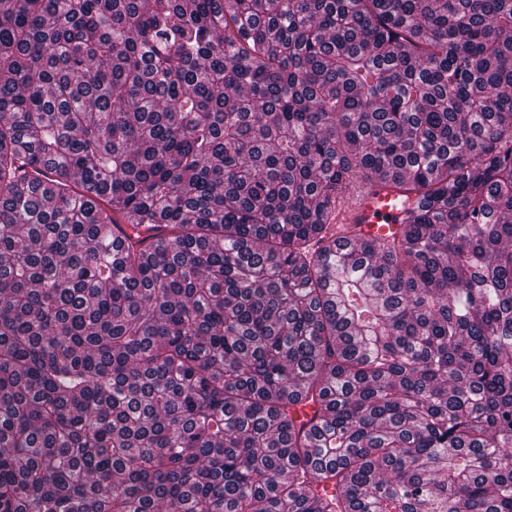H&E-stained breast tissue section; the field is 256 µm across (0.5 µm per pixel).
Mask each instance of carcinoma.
<instances>
[{
  "instance_id": "carcinoma-1",
  "label": "carcinoma",
  "mask_w": 512,
  "mask_h": 512,
  "mask_svg": "<svg viewBox=\"0 0 512 512\" xmlns=\"http://www.w3.org/2000/svg\"><path fill=\"white\" fill-rule=\"evenodd\" d=\"M0 512H512V0H0ZM356 184L350 190L346 199L351 197L347 207L336 216V224H357L356 232L366 238H388L389 233H396L400 228L402 212L394 200L400 194V188L392 185L365 188ZM362 189V190H361Z\"/></svg>"
}]
</instances>
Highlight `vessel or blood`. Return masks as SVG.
<instances>
[{"label":"vessel or blood","mask_w":512,"mask_h":512,"mask_svg":"<svg viewBox=\"0 0 512 512\" xmlns=\"http://www.w3.org/2000/svg\"><path fill=\"white\" fill-rule=\"evenodd\" d=\"M398 194V187L392 185L362 189L338 213L336 221L355 225L357 233L366 238L387 237L401 224L402 213L395 203Z\"/></svg>","instance_id":"1"}]
</instances>
